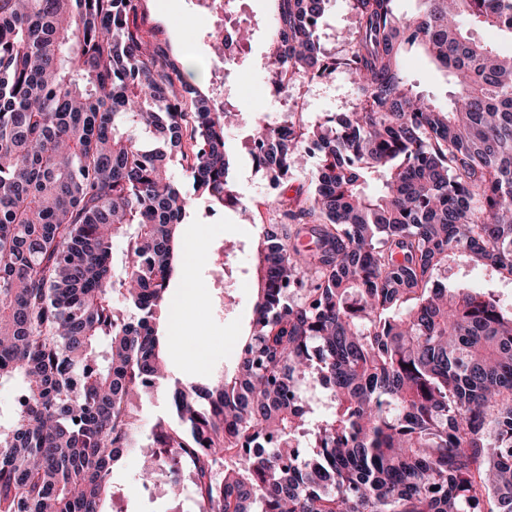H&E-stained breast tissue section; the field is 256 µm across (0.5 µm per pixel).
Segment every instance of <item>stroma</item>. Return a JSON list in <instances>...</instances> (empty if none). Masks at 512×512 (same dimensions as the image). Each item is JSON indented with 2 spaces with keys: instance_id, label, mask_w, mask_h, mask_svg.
<instances>
[{
  "instance_id": "obj_1",
  "label": "stroma",
  "mask_w": 512,
  "mask_h": 512,
  "mask_svg": "<svg viewBox=\"0 0 512 512\" xmlns=\"http://www.w3.org/2000/svg\"><path fill=\"white\" fill-rule=\"evenodd\" d=\"M274 8L273 0H236L234 4V18L252 22L254 36L247 52L249 66L231 77L224 88L230 102L272 122L282 120L287 104H302L300 117L308 124L352 111L357 103L355 87L342 70L314 82L291 80L281 88L276 102L261 94L260 89L267 82L263 70L267 46L264 22ZM137 20L144 30L168 43L171 52L192 72L193 83L204 88L222 78L223 70L204 39V23L194 0H143ZM354 26L349 0H329L319 26L325 52L337 57L344 55L348 50L347 33ZM404 69L421 90L438 102L447 103L444 79L422 55H408ZM250 131L251 124L246 121L231 129L228 138L235 156L233 179L239 194L252 206L251 220H243L234 210L212 209L202 202L181 227L182 237L189 244L184 251L185 279L198 286V300L188 306L187 316L196 325V336L205 339V354L198 362L184 355V348L193 346V338L168 343L167 380L149 392L140 393L130 406L132 418L143 429L159 422H172L174 379L187 378L207 386L239 361L240 339L249 331L256 294L254 249L264 225L273 217L272 202L277 195L265 171L256 167L245 148ZM142 463V457L136 453L122 456L114 463L111 484L115 494L105 499L104 512H197L190 490L177 495L164 485L156 493L146 492L138 479Z\"/></svg>"
}]
</instances>
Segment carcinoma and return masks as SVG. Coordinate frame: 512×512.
<instances>
[{"instance_id":"1","label":"carcinoma","mask_w":512,"mask_h":512,"mask_svg":"<svg viewBox=\"0 0 512 512\" xmlns=\"http://www.w3.org/2000/svg\"><path fill=\"white\" fill-rule=\"evenodd\" d=\"M140 0H0V512H103L138 447L130 397L164 379L158 325L198 200L247 210L214 90L137 26ZM328 0H276L266 68L355 85L313 125L253 117L245 147L278 201L253 259L237 370L176 381L157 469L199 512H512V0H349L327 55ZM422 54L453 90L403 76ZM128 248L114 252L117 239ZM320 387L325 411L307 391ZM354 26L355 17L349 0H329L319 26L325 52L337 57L344 55L349 48L347 32L353 31Z\"/></svg>"}]
</instances>
